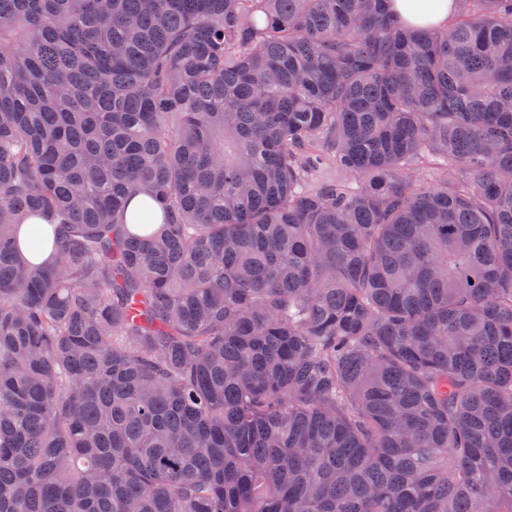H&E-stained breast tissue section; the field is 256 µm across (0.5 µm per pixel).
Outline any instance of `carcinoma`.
I'll use <instances>...</instances> for the list:
<instances>
[{
  "label": "carcinoma",
  "instance_id": "carcinoma-1",
  "mask_svg": "<svg viewBox=\"0 0 512 512\" xmlns=\"http://www.w3.org/2000/svg\"><path fill=\"white\" fill-rule=\"evenodd\" d=\"M388 3L0 0V512H512V0ZM390 8L411 26L443 28L455 5L453 0H392ZM128 213L132 218L135 217L139 221H160L161 211L159 205L156 202L150 201L149 199L142 196H137L131 199L128 206ZM44 224L43 244L39 250L35 252H27V257L34 263L51 262L55 257L54 233L52 227L46 225L47 222L40 218L28 219L19 229V242L23 250H26V243L29 238L30 229L33 224Z\"/></svg>",
  "mask_w": 512,
  "mask_h": 512
}]
</instances>
